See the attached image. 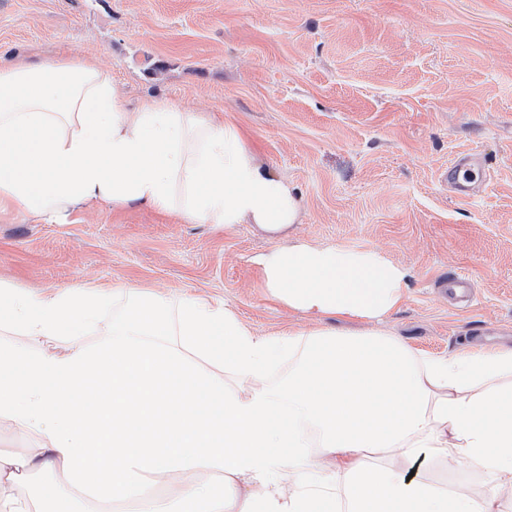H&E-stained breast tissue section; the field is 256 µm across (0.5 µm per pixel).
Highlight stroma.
Listing matches in <instances>:
<instances>
[{"mask_svg": "<svg viewBox=\"0 0 512 512\" xmlns=\"http://www.w3.org/2000/svg\"><path fill=\"white\" fill-rule=\"evenodd\" d=\"M97 62L130 110L169 102L241 131L301 197V221L191 224L94 202L47 223L0 212V283L20 292L124 284L211 296L258 336L309 328L271 297L257 255L294 237L378 250L409 273L380 324L421 356L512 346V0H0V65ZM478 151L470 199L448 166ZM475 288L452 307L436 281Z\"/></svg>", "mask_w": 512, "mask_h": 512, "instance_id": "stroma-1", "label": "stroma"}]
</instances>
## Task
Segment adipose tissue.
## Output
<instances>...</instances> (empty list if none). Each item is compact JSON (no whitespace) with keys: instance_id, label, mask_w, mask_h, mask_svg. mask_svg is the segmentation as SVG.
I'll return each instance as SVG.
<instances>
[{"instance_id":"adipose-tissue-1","label":"adipose tissue","mask_w":512,"mask_h":512,"mask_svg":"<svg viewBox=\"0 0 512 512\" xmlns=\"http://www.w3.org/2000/svg\"><path fill=\"white\" fill-rule=\"evenodd\" d=\"M106 201L178 212L192 224L300 223L287 180L239 129L150 102L127 108L109 71L76 59L0 67V210L50 221ZM268 293L316 325L254 335L224 303L182 300L174 319L138 289L0 290V319L28 342L0 343V423L37 437L0 452V512H75L83 494L140 512H500L512 489V347L420 358L374 330L404 299L409 272L377 250L298 240L257 259ZM130 310L107 343L82 344L104 306ZM328 317L368 323L320 327ZM177 335L181 347L165 338ZM62 336L66 353L40 349ZM196 355L246 382L224 387ZM294 369L279 385L269 373ZM432 451L486 475L478 491L408 478ZM63 471L65 487L43 482ZM192 481L168 484L169 475ZM219 474L224 481L201 482Z\"/></svg>"}]
</instances>
